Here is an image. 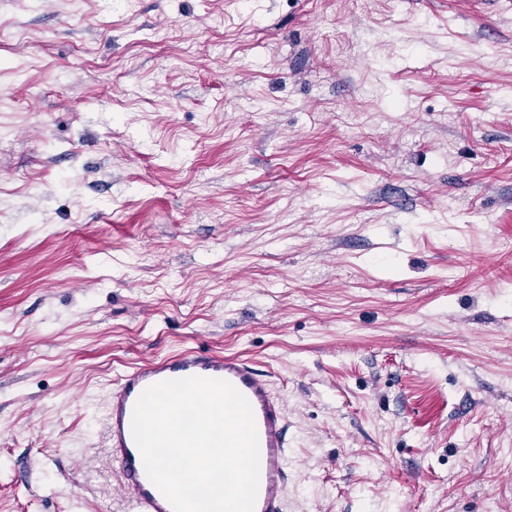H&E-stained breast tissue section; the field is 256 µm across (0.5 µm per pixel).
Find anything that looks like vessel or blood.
<instances>
[{
    "label": "vessel or blood",
    "instance_id": "b4317fda",
    "mask_svg": "<svg viewBox=\"0 0 512 512\" xmlns=\"http://www.w3.org/2000/svg\"><path fill=\"white\" fill-rule=\"evenodd\" d=\"M188 377L221 379L249 402L258 435L260 473L255 512H284L288 492L287 420L267 376L235 356L186 349L144 362L118 375L105 412L107 449L116 462L125 490V512H173L168 499L148 478L132 435L136 402L148 387Z\"/></svg>",
    "mask_w": 512,
    "mask_h": 512
}]
</instances>
